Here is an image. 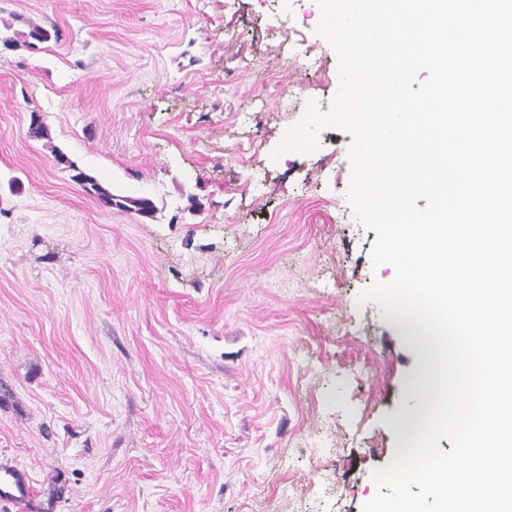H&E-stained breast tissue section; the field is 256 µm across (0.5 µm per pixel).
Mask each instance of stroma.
<instances>
[{
	"instance_id": "35a3bbf8",
	"label": "stroma",
	"mask_w": 512,
	"mask_h": 512,
	"mask_svg": "<svg viewBox=\"0 0 512 512\" xmlns=\"http://www.w3.org/2000/svg\"><path fill=\"white\" fill-rule=\"evenodd\" d=\"M320 16L0 0V41L61 31L0 44V462L29 474L25 512H362L375 495L419 356L357 297L395 271L372 268L346 197L350 135L271 159L303 102L338 90ZM288 44L315 67L285 66ZM58 151L155 216L100 207ZM21 41L11 37L3 39V45L6 48H17L18 46L28 49H40L39 45L47 44L52 41L57 42L60 39V31L57 26L51 25L50 28L35 23H28V32L21 35Z\"/></svg>"
}]
</instances>
